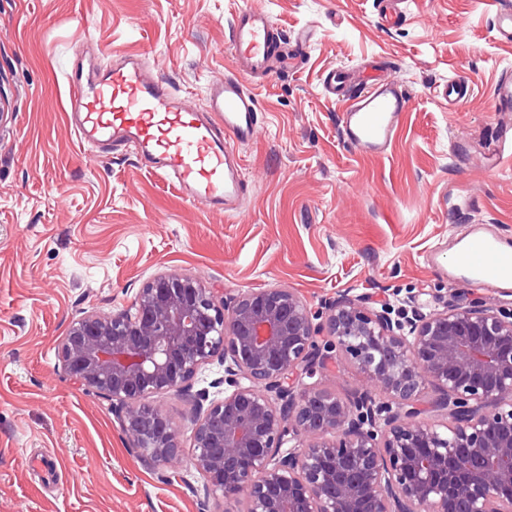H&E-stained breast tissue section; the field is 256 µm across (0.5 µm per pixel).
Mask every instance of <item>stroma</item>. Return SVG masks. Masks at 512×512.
<instances>
[{
  "mask_svg": "<svg viewBox=\"0 0 512 512\" xmlns=\"http://www.w3.org/2000/svg\"><path fill=\"white\" fill-rule=\"evenodd\" d=\"M499 2L402 0L389 23L381 0H0V512H218L188 459L193 396L223 377L220 361L192 393L153 400L179 432L173 467L145 465L111 401L78 389L58 361L72 318L123 309L156 275L220 297L287 287L315 309L363 292L512 304L430 260L480 222L512 240V112L493 99L512 70ZM246 6L314 40L294 69L248 81L261 115L239 149L243 215L191 205L135 154L77 140L73 65L102 72L113 52L137 55L203 105L234 66L228 27ZM358 67L411 92L383 155L345 143L341 107L321 90L326 71ZM457 75L470 91L452 106L442 87Z\"/></svg>",
  "mask_w": 512,
  "mask_h": 512,
  "instance_id": "1",
  "label": "stroma"
}]
</instances>
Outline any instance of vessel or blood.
Listing matches in <instances>:
<instances>
[{
  "label": "vessel or blood",
  "instance_id": "vessel-or-blood-1",
  "mask_svg": "<svg viewBox=\"0 0 512 512\" xmlns=\"http://www.w3.org/2000/svg\"><path fill=\"white\" fill-rule=\"evenodd\" d=\"M277 33L265 10L245 7L237 13L227 38L235 67L210 85L203 109L152 75L143 58L117 56L101 77L70 81L75 132L90 147L134 151L193 204L235 215L243 178L237 148L253 139L259 119L245 79L268 75ZM322 91L343 102V138L364 154L390 148L411 102L408 86L394 78L351 85L330 72ZM448 272L479 288L511 289L512 249L490 230L471 229L450 252Z\"/></svg>",
  "mask_w": 512,
  "mask_h": 512
}]
</instances>
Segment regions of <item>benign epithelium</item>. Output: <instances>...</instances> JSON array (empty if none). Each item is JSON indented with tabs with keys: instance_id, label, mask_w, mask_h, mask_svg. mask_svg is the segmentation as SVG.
I'll use <instances>...</instances> for the list:
<instances>
[{
	"instance_id": "1",
	"label": "benign epithelium",
	"mask_w": 512,
	"mask_h": 512,
	"mask_svg": "<svg viewBox=\"0 0 512 512\" xmlns=\"http://www.w3.org/2000/svg\"><path fill=\"white\" fill-rule=\"evenodd\" d=\"M77 387L112 401L130 445L148 403L224 360V396L190 419V466L226 512H512V309L481 297L398 306L340 294L314 311L287 288L216 300L176 273L117 313L82 312L58 347ZM351 363L340 398L317 377Z\"/></svg>"
}]
</instances>
